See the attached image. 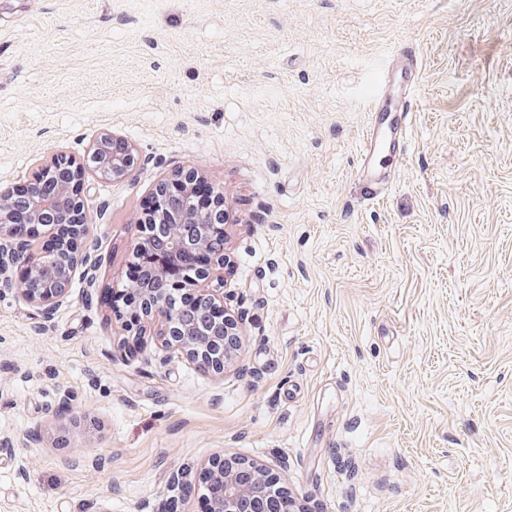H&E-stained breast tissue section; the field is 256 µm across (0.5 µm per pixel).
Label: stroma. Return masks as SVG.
<instances>
[{
  "label": "stroma",
  "instance_id": "1",
  "mask_svg": "<svg viewBox=\"0 0 512 512\" xmlns=\"http://www.w3.org/2000/svg\"><path fill=\"white\" fill-rule=\"evenodd\" d=\"M402 48L416 113L369 201L356 145ZM105 130L141 160L85 180L93 280L47 322L0 292V512H162L222 453L305 512H512V0H0V190ZM178 166L229 216L221 374L108 303ZM64 389L95 430L60 432Z\"/></svg>",
  "mask_w": 512,
  "mask_h": 512
}]
</instances>
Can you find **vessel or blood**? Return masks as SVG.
I'll list each match as a JSON object with an SVG mask.
<instances>
[{
  "label": "vessel or blood",
  "instance_id": "b4317fda",
  "mask_svg": "<svg viewBox=\"0 0 512 512\" xmlns=\"http://www.w3.org/2000/svg\"><path fill=\"white\" fill-rule=\"evenodd\" d=\"M400 67L386 65L369 100L368 121L359 143L357 176L367 185L366 196L378 198L386 185L375 169L377 155L388 147L406 151L409 117L419 89L416 56L400 55Z\"/></svg>",
  "mask_w": 512,
  "mask_h": 512
}]
</instances>
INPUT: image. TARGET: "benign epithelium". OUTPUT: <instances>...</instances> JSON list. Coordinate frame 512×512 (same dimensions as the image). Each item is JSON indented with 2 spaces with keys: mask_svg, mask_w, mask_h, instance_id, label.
<instances>
[{
  "mask_svg": "<svg viewBox=\"0 0 512 512\" xmlns=\"http://www.w3.org/2000/svg\"><path fill=\"white\" fill-rule=\"evenodd\" d=\"M115 140L125 141V152L121 155L112 153ZM138 160V150L132 142L104 131L92 140L79 160L62 148L40 159L32 178L23 185L28 223L74 225L73 238L58 245V250L70 256L65 278L55 276V252L41 242L36 248L25 247V242L36 235L25 225L14 223L12 205L16 190L1 192L0 288L16 290L45 317L62 305L68 298L71 277L80 272L89 278L95 268L93 255L97 244L88 234L76 186L90 173L121 179L133 170ZM208 186L207 175L195 170L175 169L160 179L148 197V212L142 217L141 236L133 247L134 257L151 252L160 234L169 240L182 236L184 224L195 225L193 244L181 247L172 244L173 254L193 249L202 251L207 237L215 233L225 235L222 221L226 220V213L197 203L201 188ZM229 263V257L220 252L202 269L189 266L177 273L170 260L159 261L149 279L130 287V326H136L145 317L159 316L165 322L163 341L167 347L184 353L207 371L224 372L239 349L241 336L237 319L224 307V280L220 270ZM183 287L199 289L200 307L205 312L215 306L223 308L224 320L218 323L220 331L208 334L184 320L186 310L177 296ZM74 402V396L65 392L58 406L70 412L69 426L77 429L86 417L74 410ZM208 471L211 483L198 487L185 471L172 473L169 498L179 502L190 494L207 496L210 512H268V504L286 498L278 474L266 465L222 454L209 462Z\"/></svg>",
  "mask_w": 512,
  "mask_h": 512,
  "instance_id": "1",
  "label": "benign epithelium"
}]
</instances>
